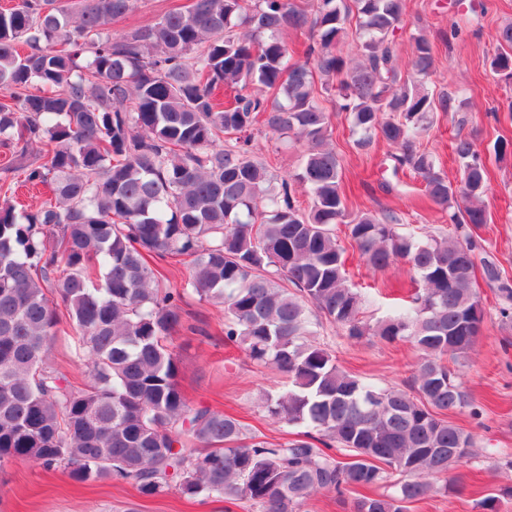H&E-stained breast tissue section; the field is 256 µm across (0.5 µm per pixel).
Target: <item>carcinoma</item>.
Returning <instances> with one entry per match:
<instances>
[{"label": "carcinoma", "instance_id": "cac0c4a2", "mask_svg": "<svg viewBox=\"0 0 512 512\" xmlns=\"http://www.w3.org/2000/svg\"><path fill=\"white\" fill-rule=\"evenodd\" d=\"M136 3L0 10V146L11 152L0 171L21 170L54 197L35 211L0 201V466L123 480L143 497L173 486L224 512H302L313 494L341 499L349 487L365 490L351 512H409L434 482L454 485L472 456L473 436L452 415L475 409L448 362L468 354L484 322L477 265L512 319V280L474 236L491 218L487 159L457 135L455 187L421 142L438 112L464 126L465 102L429 87L424 34L402 60L405 0H192L112 36ZM290 31L315 43L297 56ZM349 40L353 60L340 51ZM496 41L491 66L512 79V23ZM322 93L342 101L357 149L395 148L393 176L420 179L453 236L401 234L394 211L348 213ZM259 124L305 147L298 172L280 180L252 154ZM33 143L44 161L28 154ZM338 225L371 268L402 262L413 273L409 300L374 322ZM167 257L189 259L187 286L223 307L224 341L288 378L263 405L306 427L300 437L273 442L188 402L170 348L184 292L153 265ZM61 306L87 361L81 385L49 364ZM320 317L351 340L413 345L409 390L342 369L310 340Z\"/></svg>", "mask_w": 512, "mask_h": 512}]
</instances>
